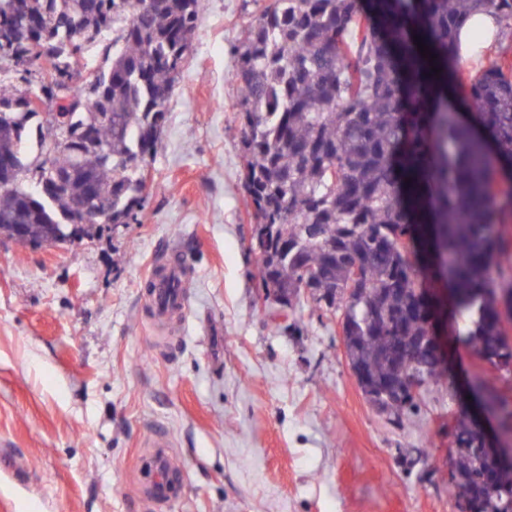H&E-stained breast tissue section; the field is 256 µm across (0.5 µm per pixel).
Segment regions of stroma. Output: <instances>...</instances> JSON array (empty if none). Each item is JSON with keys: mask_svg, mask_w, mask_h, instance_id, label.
<instances>
[{"mask_svg": "<svg viewBox=\"0 0 512 512\" xmlns=\"http://www.w3.org/2000/svg\"><path fill=\"white\" fill-rule=\"evenodd\" d=\"M255 0H207L137 222L79 244L0 241V512H456L436 387L395 430L363 397L338 322L274 330L248 251L240 94ZM188 313L157 323L144 280L168 251ZM167 432L162 507L138 467Z\"/></svg>", "mask_w": 512, "mask_h": 512, "instance_id": "obj_1", "label": "stroma"}]
</instances>
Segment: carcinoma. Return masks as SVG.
<instances>
[{
	"instance_id": "1",
	"label": "carcinoma",
	"mask_w": 512,
	"mask_h": 512,
	"mask_svg": "<svg viewBox=\"0 0 512 512\" xmlns=\"http://www.w3.org/2000/svg\"><path fill=\"white\" fill-rule=\"evenodd\" d=\"M204 0H0V240L41 246L98 237L145 201L130 161L148 164L169 121ZM512 21V0H269L237 48L249 246L267 298L341 314L352 372L394 427L456 379L447 347L422 343L442 288L457 341L512 373V60L452 74L462 31ZM422 38L436 59L417 50ZM109 65L76 84L86 46ZM440 73H435L432 68ZM360 279H352L354 269ZM404 377L416 394L399 393ZM512 440V396L472 375ZM471 417L451 430L456 507L512 512V469L480 453Z\"/></svg>"
}]
</instances>
